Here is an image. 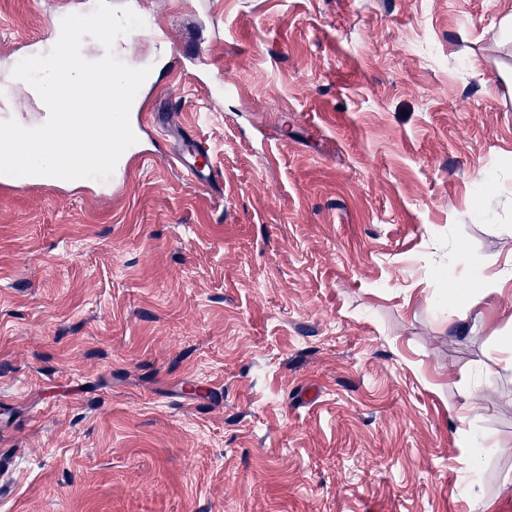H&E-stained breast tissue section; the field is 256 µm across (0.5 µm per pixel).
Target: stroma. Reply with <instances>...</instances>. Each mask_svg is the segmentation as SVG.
<instances>
[{"instance_id":"1","label":"stroma","mask_w":512,"mask_h":512,"mask_svg":"<svg viewBox=\"0 0 512 512\" xmlns=\"http://www.w3.org/2000/svg\"><path fill=\"white\" fill-rule=\"evenodd\" d=\"M64 0H0L10 73ZM219 180L0 190V512H512V0H143ZM477 406L470 462L450 407ZM503 259L496 257L490 266H498L491 276L478 275L472 278V288H456L455 280L439 275L433 282L435 294L448 306H465L466 311L473 307L471 297L475 293L478 299L497 301L504 293V288L512 282V245L507 247Z\"/></svg>"}]
</instances>
